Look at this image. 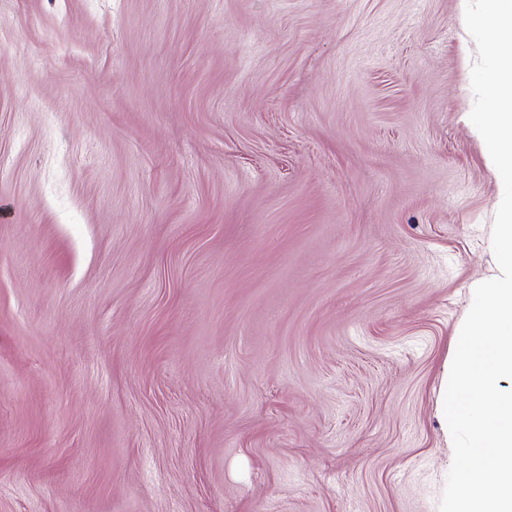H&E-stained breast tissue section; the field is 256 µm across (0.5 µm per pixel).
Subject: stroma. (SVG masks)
<instances>
[{
  "label": "stroma",
  "instance_id": "stroma-1",
  "mask_svg": "<svg viewBox=\"0 0 512 512\" xmlns=\"http://www.w3.org/2000/svg\"><path fill=\"white\" fill-rule=\"evenodd\" d=\"M464 10L0 0V512H438Z\"/></svg>",
  "mask_w": 512,
  "mask_h": 512
}]
</instances>
